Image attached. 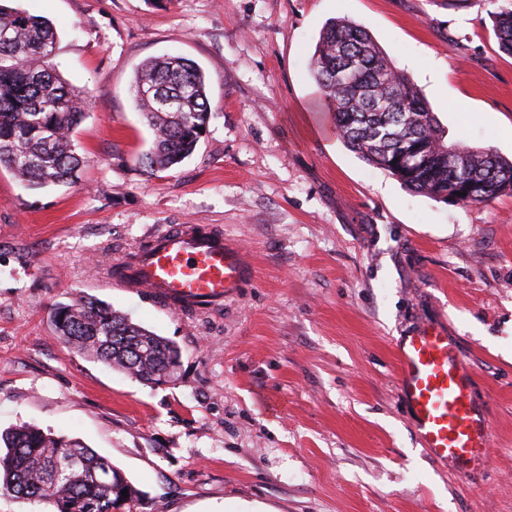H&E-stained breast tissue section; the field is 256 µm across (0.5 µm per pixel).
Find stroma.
<instances>
[{"label": "stroma", "mask_w": 512, "mask_h": 512, "mask_svg": "<svg viewBox=\"0 0 512 512\" xmlns=\"http://www.w3.org/2000/svg\"><path fill=\"white\" fill-rule=\"evenodd\" d=\"M58 33L88 92L71 186L0 166V431L33 424L109 457L131 512H512V195L451 205L407 190L337 135L309 61L323 26L366 29L448 142L512 159V0H9ZM196 62L214 116L193 154L147 173L137 66ZM175 224L222 230L256 276L223 311L173 313L104 285ZM94 297L181 351L150 385L69 348L52 311ZM444 329L490 420V458L454 474L415 437L394 344ZM493 28L499 47L512 54V9H502L493 16Z\"/></svg>", "instance_id": "stroma-1"}]
</instances>
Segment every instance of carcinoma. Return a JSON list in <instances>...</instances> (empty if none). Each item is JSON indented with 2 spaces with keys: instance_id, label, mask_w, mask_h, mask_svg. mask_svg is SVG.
<instances>
[{
  "instance_id": "cac0c4a2",
  "label": "carcinoma",
  "mask_w": 512,
  "mask_h": 512,
  "mask_svg": "<svg viewBox=\"0 0 512 512\" xmlns=\"http://www.w3.org/2000/svg\"><path fill=\"white\" fill-rule=\"evenodd\" d=\"M493 28L512 54V9L495 13ZM57 42L47 21L0 4V165L30 187L72 184L84 164L74 133L88 96L50 64ZM311 67L343 142L409 191L435 199L446 191L458 205L512 193V160L447 143L413 80L364 28L330 21ZM131 93L153 132L145 169L166 171L188 158L212 114L201 68L181 56L145 60ZM53 322L71 348L149 383L170 381L179 362L177 346L103 302L60 306ZM0 491L50 500L58 512H125L136 494L109 458L31 425L0 433Z\"/></svg>"
}]
</instances>
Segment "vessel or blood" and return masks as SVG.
I'll use <instances>...</instances> for the list:
<instances>
[{
    "mask_svg": "<svg viewBox=\"0 0 512 512\" xmlns=\"http://www.w3.org/2000/svg\"><path fill=\"white\" fill-rule=\"evenodd\" d=\"M254 278L252 260L223 232L177 225L112 267L119 288L146 289L163 307L188 314L222 310ZM396 378L424 448L449 469L470 472L490 453V422L473 400L474 380L445 332L427 328L396 345Z\"/></svg>",
    "mask_w": 512,
    "mask_h": 512,
    "instance_id": "vessel-or-blood-1",
    "label": "vessel or blood"
}]
</instances>
